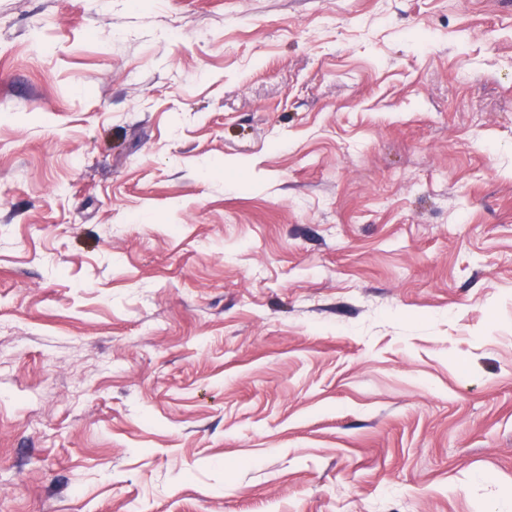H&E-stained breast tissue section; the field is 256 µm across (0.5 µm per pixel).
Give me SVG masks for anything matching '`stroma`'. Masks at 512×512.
<instances>
[{"label": "stroma", "mask_w": 512, "mask_h": 512, "mask_svg": "<svg viewBox=\"0 0 512 512\" xmlns=\"http://www.w3.org/2000/svg\"><path fill=\"white\" fill-rule=\"evenodd\" d=\"M0 512H512V5L0 0Z\"/></svg>", "instance_id": "1"}]
</instances>
